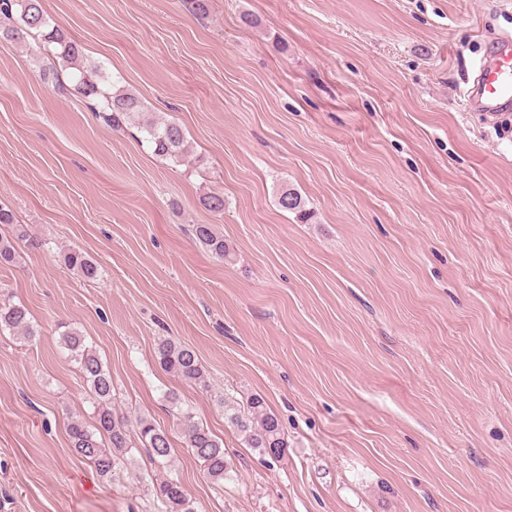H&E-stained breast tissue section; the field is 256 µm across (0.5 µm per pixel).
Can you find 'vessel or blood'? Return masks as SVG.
I'll return each mask as SVG.
<instances>
[{
  "label": "vessel or blood",
  "instance_id": "1",
  "mask_svg": "<svg viewBox=\"0 0 512 512\" xmlns=\"http://www.w3.org/2000/svg\"><path fill=\"white\" fill-rule=\"evenodd\" d=\"M466 108L490 115L512 110V38L503 37L480 64L472 88L464 94Z\"/></svg>",
  "mask_w": 512,
  "mask_h": 512
}]
</instances>
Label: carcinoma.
Returning <instances> with one entry per match:
<instances>
[{
  "label": "carcinoma",
  "mask_w": 512,
  "mask_h": 512,
  "mask_svg": "<svg viewBox=\"0 0 512 512\" xmlns=\"http://www.w3.org/2000/svg\"><path fill=\"white\" fill-rule=\"evenodd\" d=\"M0 17L10 21L0 31L8 39L21 42L29 36H40L36 48L52 55L59 64V68L53 69V75L57 76L55 85L59 89L66 90L59 79L60 74L64 73L67 80L90 101L91 109L111 124L112 129L139 122L143 139L154 155L175 166L183 165L189 155V146L182 127L170 120H140L145 114L141 99L106 83L97 71L86 69L83 65V48L68 39L59 29L49 26L41 0H0ZM277 201L282 210L296 213L304 221L312 218L301 195L293 189H282ZM192 234L217 256L224 259L231 256L224 237L216 234L212 225L195 224L192 226ZM16 259L17 252L12 240L1 237L0 265H13ZM64 262L86 280L98 277L97 264L80 250L68 252ZM0 329L27 338L36 335L29 322L27 309L21 304L4 301L0 303ZM62 341L78 362L90 389L95 419L92 426L78 418L70 421L68 436L75 453L90 461L96 473L105 479L112 477L113 472L124 465L126 455L138 444L156 462L166 463L171 452L168 434L146 417L131 420L114 410L112 376L78 331L71 329L65 332ZM157 359L163 370L174 374L185 384L202 390L210 388L206 371L190 348L172 339H164L158 346ZM166 399L171 407L178 409L185 447L190 449L204 473L215 482L228 479L233 465L224 452L223 442L209 429L194 421L193 413L189 408L181 406L176 394L169 393ZM222 404L224 419L237 427L250 447L260 448L263 453L274 458L281 456L286 447L284 432L278 418L267 409L262 397L255 396L243 406L226 396ZM154 490L157 499L167 506V512H193L179 481L163 479L154 484Z\"/></svg>",
  "instance_id": "cac0c4a2"
}]
</instances>
